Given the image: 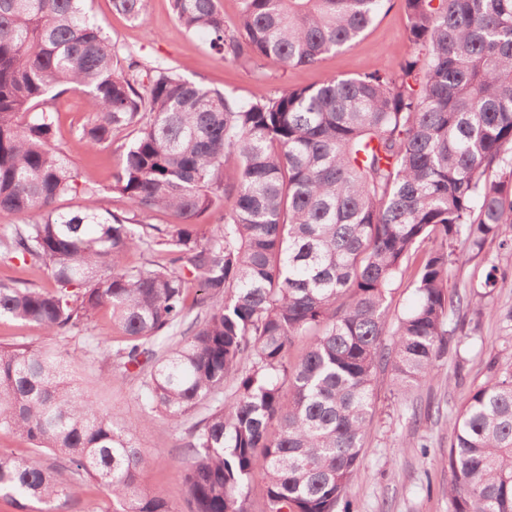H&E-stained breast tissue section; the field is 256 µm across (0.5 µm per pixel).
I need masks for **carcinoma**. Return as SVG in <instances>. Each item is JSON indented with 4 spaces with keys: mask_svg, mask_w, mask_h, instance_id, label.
<instances>
[{
    "mask_svg": "<svg viewBox=\"0 0 512 512\" xmlns=\"http://www.w3.org/2000/svg\"><path fill=\"white\" fill-rule=\"evenodd\" d=\"M386 2L240 0L232 34L216 0L171 8L216 54L285 70L352 45ZM149 5L112 0L138 23ZM402 6L413 51L397 71L241 101L122 50L83 0H0V212L22 216L0 253L51 281L0 279V319L67 336L109 314L105 379L137 381L145 414L184 430L187 512H250L258 475L266 512H350L377 373L408 395L459 329L448 311L483 315L448 281L512 227V0ZM68 91L87 97L86 147L134 132L107 189L56 143L50 102ZM109 190L126 212L100 207ZM156 211L177 222L142 220ZM423 243L417 305L390 325L387 295ZM67 368L42 346H0V431L95 483L112 512H177L143 486L134 422ZM486 371L448 418L451 512H512V363ZM58 469L0 452V497L59 512L73 486Z\"/></svg>",
    "mask_w": 512,
    "mask_h": 512,
    "instance_id": "1",
    "label": "carcinoma"
}]
</instances>
